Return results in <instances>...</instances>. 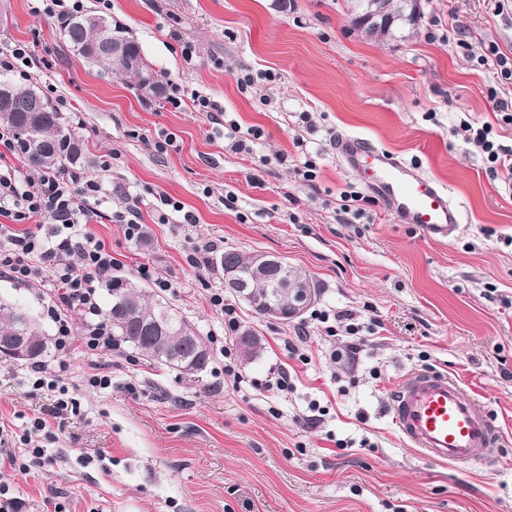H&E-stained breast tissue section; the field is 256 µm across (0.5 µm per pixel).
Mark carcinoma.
Wrapping results in <instances>:
<instances>
[{"mask_svg":"<svg viewBox=\"0 0 512 512\" xmlns=\"http://www.w3.org/2000/svg\"><path fill=\"white\" fill-rule=\"evenodd\" d=\"M94 11L87 10L77 16H68L60 22L59 34L68 51L81 58L85 64L102 75H121L128 79L140 97L142 77L153 73L156 94L162 98L168 90L164 82L148 63L140 43L121 24H113L119 34L127 38V54L116 60L103 51L95 58L87 54L98 34L88 25L87 18ZM9 95L0 99V125L11 131L22 149L28 166L37 172L53 171L72 173L94 167L95 158L89 155L84 140L50 101L32 86H23L0 78ZM250 255L235 249H226L215 259L216 268L232 264L246 267ZM110 303L105 311V320L112 328L113 346H126L142 356L183 373L191 370L201 373L210 362L207 345L198 350L180 335L153 332V328L164 326H189L186 318L164 299H157L148 289L133 280L115 275L105 283ZM29 336L32 338L31 355L28 362H40L48 355L49 338L43 334L35 319L18 304L0 301V336ZM239 343L246 357L254 356L262 348L261 339L250 330L240 333Z\"/></svg>","mask_w":512,"mask_h":512,"instance_id":"obj_1","label":"carcinoma"}]
</instances>
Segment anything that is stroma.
I'll list each match as a JSON object with an SVG mask.
<instances>
[{"label": "stroma", "instance_id": "1", "mask_svg": "<svg viewBox=\"0 0 512 512\" xmlns=\"http://www.w3.org/2000/svg\"><path fill=\"white\" fill-rule=\"evenodd\" d=\"M84 6L127 26L152 68L209 98L211 110L144 100L124 79L88 70L63 49L58 14L33 13L30 0H0V42L30 50L10 78L41 90L97 159L90 173L103 190L89 228L116 274L132 278L147 264L168 279L162 298L209 341L211 360L191 376L129 348L91 359L72 314L62 381L79 412L43 440L48 464L26 474L0 465V484L32 512L48 502L63 512H512V182L486 175L459 132L464 121L488 124L512 147V125L488 96L495 69L476 55L493 43L512 59V0H424L418 26L390 40L354 31L348 0H290L284 11L272 0ZM219 121L256 130L249 151L218 138ZM340 133L445 184L464 216L458 234L396 223L377 198L347 221L340 196L364 186L336 154ZM308 159L311 182L300 174ZM161 194L181 211L158 207ZM133 205L149 248L112 220ZM212 241L280 256L318 286L317 309L377 319V333L347 365L330 357L345 333L327 335L308 314L259 318L238 302L240 328L264 341L246 358L210 303L224 290ZM56 294L50 277L0 275V299L27 307L50 336ZM297 340L301 360L286 350ZM421 368L487 403L504 436L494 469H454L400 437L390 396ZM28 370L0 355V423L17 433L54 400L25 383ZM276 371L290 377L280 394L263 389ZM94 374L110 375L111 387H91ZM314 405L323 415L312 422Z\"/></svg>", "mask_w": 512, "mask_h": 512}]
</instances>
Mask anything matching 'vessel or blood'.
<instances>
[{
  "mask_svg": "<svg viewBox=\"0 0 512 512\" xmlns=\"http://www.w3.org/2000/svg\"><path fill=\"white\" fill-rule=\"evenodd\" d=\"M336 154L399 223L440 238L453 237L462 224L463 213L447 189L413 163L353 135L337 139ZM391 410L407 445L434 461L458 468L491 466L503 444L485 403L437 371L409 373L392 395Z\"/></svg>",
  "mask_w": 512,
  "mask_h": 512,
  "instance_id": "b4317fda",
  "label": "vessel or blood"
}]
</instances>
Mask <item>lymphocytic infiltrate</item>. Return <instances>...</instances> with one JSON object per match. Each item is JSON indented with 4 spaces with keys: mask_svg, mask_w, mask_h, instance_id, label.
I'll use <instances>...</instances> for the list:
<instances>
[{
    "mask_svg": "<svg viewBox=\"0 0 512 512\" xmlns=\"http://www.w3.org/2000/svg\"><path fill=\"white\" fill-rule=\"evenodd\" d=\"M460 131L485 156L490 175L512 177V152L496 145L491 125L466 122ZM101 191L95 177L77 188L56 173L19 180L0 172V274L29 282L51 272L60 290L57 306L49 310L56 323L54 347L63 351L70 346L72 327L61 312L75 310L83 318L82 342L91 356L112 347V332L101 317L95 284L111 278L116 261L86 228ZM31 374L33 388L55 393L56 401L48 417L33 418L22 445H12L0 434V459L22 472L44 458L38 435L49 429L51 420L66 419L71 406L67 389L60 384L59 366L38 364Z\"/></svg>",
    "mask_w": 512,
    "mask_h": 512,
    "instance_id": "obj_1",
    "label": "lymphocytic infiltrate"
}]
</instances>
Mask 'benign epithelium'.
Wrapping results in <instances>:
<instances>
[{"instance_id":"benign-epithelium-1","label":"benign epithelium","mask_w":512,"mask_h":512,"mask_svg":"<svg viewBox=\"0 0 512 512\" xmlns=\"http://www.w3.org/2000/svg\"><path fill=\"white\" fill-rule=\"evenodd\" d=\"M361 0L354 10L352 23L360 32L372 36L380 28L391 29L409 17L421 14L422 0ZM251 271L240 272L229 268L224 275V288L246 305L261 308L266 318L271 320L296 319L300 317L313 300L312 293L303 287L299 274L291 269L279 256L256 253L251 262ZM277 271L273 289L261 298L254 293L251 281H259L269 271Z\"/></svg>"}]
</instances>
